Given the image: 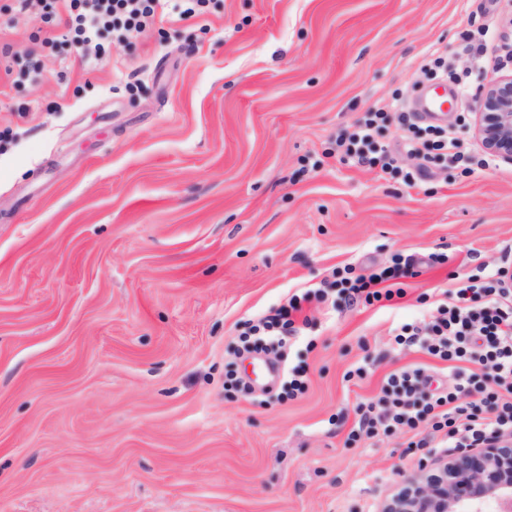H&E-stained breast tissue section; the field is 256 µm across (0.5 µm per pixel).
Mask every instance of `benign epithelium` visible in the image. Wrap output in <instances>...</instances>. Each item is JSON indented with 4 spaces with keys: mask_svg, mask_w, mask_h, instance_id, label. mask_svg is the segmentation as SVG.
I'll return each instance as SVG.
<instances>
[{
    "mask_svg": "<svg viewBox=\"0 0 512 512\" xmlns=\"http://www.w3.org/2000/svg\"><path fill=\"white\" fill-rule=\"evenodd\" d=\"M476 132L492 154L512 159V74L489 83L477 100ZM420 474L395 493L382 512H512V441L460 448L422 460Z\"/></svg>",
    "mask_w": 512,
    "mask_h": 512,
    "instance_id": "7a95c632",
    "label": "benign epithelium"
}]
</instances>
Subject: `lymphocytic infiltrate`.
<instances>
[{
    "label": "lymphocytic infiltrate",
    "instance_id": "lymphocytic-infiltrate-1",
    "mask_svg": "<svg viewBox=\"0 0 512 512\" xmlns=\"http://www.w3.org/2000/svg\"><path fill=\"white\" fill-rule=\"evenodd\" d=\"M210 0H9L5 9L14 14L36 15L51 27L63 23L69 42L86 64H95L127 33L143 31L157 18L174 12L177 20L203 16ZM405 131L401 149L380 137L388 122ZM342 158L353 165L377 169L380 176L401 175L415 185L434 159L466 164L470 151L456 131L445 127L419 128L414 115L396 99L392 111L371 109L336 139ZM416 166H408V159ZM423 263L399 255L392 266L370 273L346 266L336 284L345 300L371 303L392 299L389 280L420 275ZM300 297H292L277 314L256 325V335L267 337L269 347L285 346L296 335ZM402 350L420 349L451 364L455 371L448 386L433 391L424 368H399L382 381L375 398L359 403L357 420L344 445L356 447L379 434L408 435V451L423 448H481L512 436V271L501 265L488 271L456 276L446 303L421 321L404 323L392 332Z\"/></svg>",
    "mask_w": 512,
    "mask_h": 512
}]
</instances>
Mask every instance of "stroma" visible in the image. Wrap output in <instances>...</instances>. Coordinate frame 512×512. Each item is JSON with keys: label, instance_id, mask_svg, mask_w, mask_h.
<instances>
[{"label": "stroma", "instance_id": "stroma-1", "mask_svg": "<svg viewBox=\"0 0 512 512\" xmlns=\"http://www.w3.org/2000/svg\"><path fill=\"white\" fill-rule=\"evenodd\" d=\"M469 44L492 64L461 85ZM511 49L512 0H211L94 71L67 47L35 82L1 75L0 512H381L428 452L345 447L355 407L406 365L445 380L391 331L512 247V161L410 187L342 161L336 136L444 81L459 95L437 125L479 146ZM432 253L447 264L403 297L329 288ZM304 293L286 364L306 392L286 372L225 390L258 369L240 335Z\"/></svg>", "mask_w": 512, "mask_h": 512}]
</instances>
